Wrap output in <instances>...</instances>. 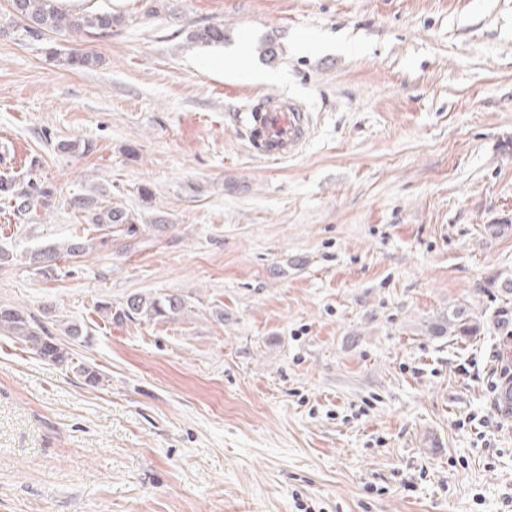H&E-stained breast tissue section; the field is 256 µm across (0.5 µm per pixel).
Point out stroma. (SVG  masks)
Listing matches in <instances>:
<instances>
[{
	"label": "stroma",
	"instance_id": "35a3bbf8",
	"mask_svg": "<svg viewBox=\"0 0 512 512\" xmlns=\"http://www.w3.org/2000/svg\"><path fill=\"white\" fill-rule=\"evenodd\" d=\"M84 4L110 35L0 34V175L55 189L33 221L0 200V248L108 243L49 277L0 264V306L59 339L82 323L74 361L105 380L0 339V512H512L488 390L512 348L425 331L460 305L488 321L512 275V234L484 232L512 224V0ZM219 24L244 58L194 39ZM269 95L315 124L276 164L234 120ZM83 194L137 234L89 224ZM136 293L188 308L98 310ZM72 205L81 213L88 215L87 219L91 224L98 226H112V224H125L126 234L134 235L137 232L135 218L122 208L112 205H101L96 196L85 195L72 200ZM187 309V303L177 295L133 294L112 313V302H101L99 307L110 319L133 321L146 319H171Z\"/></svg>",
	"mask_w": 512,
	"mask_h": 512
}]
</instances>
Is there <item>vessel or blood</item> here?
Wrapping results in <instances>:
<instances>
[{
  "instance_id": "obj_1",
  "label": "vessel or blood",
  "mask_w": 512,
  "mask_h": 512,
  "mask_svg": "<svg viewBox=\"0 0 512 512\" xmlns=\"http://www.w3.org/2000/svg\"><path fill=\"white\" fill-rule=\"evenodd\" d=\"M255 125L245 127L244 136L252 149L271 162L298 154L309 140L311 116L296 100L268 98L256 105Z\"/></svg>"
}]
</instances>
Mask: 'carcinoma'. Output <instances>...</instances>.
I'll use <instances>...</instances> for the list:
<instances>
[{
  "mask_svg": "<svg viewBox=\"0 0 512 512\" xmlns=\"http://www.w3.org/2000/svg\"><path fill=\"white\" fill-rule=\"evenodd\" d=\"M51 2L52 0H10L12 31L27 41H39L49 33L81 37L89 34L107 35L112 32L115 19L110 12L67 13L54 8ZM194 36L208 42H221L224 40V26L209 25L195 32ZM99 63V56L89 52H72L65 58V64L74 69H91ZM0 198L12 204L16 214L33 218L37 216V212L51 207L54 188L32 178L20 183L13 178L3 177L0 178ZM72 205L87 214L88 221L92 224H124L126 234L131 236L137 232L132 214L120 207L103 205L93 195L76 197L72 200ZM92 248V240L76 235L61 242L28 248L25 255L26 261L35 270L46 274L58 268V260L83 257ZM486 290L502 301L492 318L495 334L512 337V275L494 280ZM186 309L187 303L184 299L168 294H133L116 310L112 309L109 301L102 302L99 307V310L118 321L171 319ZM481 331V319L465 306L453 309L448 317L426 327V332L431 336H476ZM0 336L22 346L25 351L43 362L56 366H72L73 371L82 376L84 382L90 386L95 387L102 383L103 376L99 370L72 364L70 347L52 336L45 324L32 312L0 306Z\"/></svg>",
  "mask_w": 512,
  "mask_h": 512,
  "instance_id": "obj_1",
  "label": "carcinoma"
}]
</instances>
